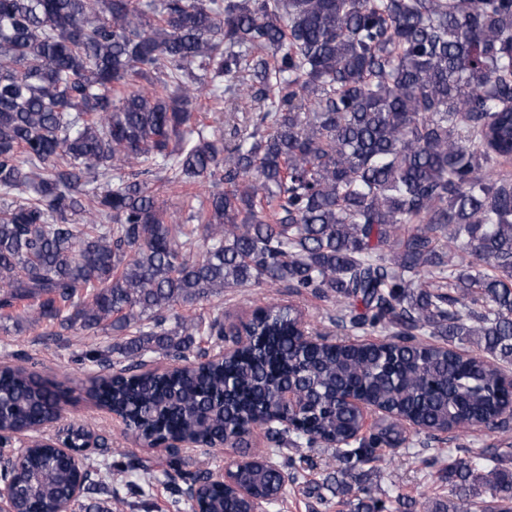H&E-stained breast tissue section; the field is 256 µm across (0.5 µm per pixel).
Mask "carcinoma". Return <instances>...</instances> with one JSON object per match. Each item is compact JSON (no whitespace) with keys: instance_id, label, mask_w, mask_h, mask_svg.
Here are the masks:
<instances>
[{"instance_id":"1","label":"carcinoma","mask_w":512,"mask_h":512,"mask_svg":"<svg viewBox=\"0 0 512 512\" xmlns=\"http://www.w3.org/2000/svg\"><path fill=\"white\" fill-rule=\"evenodd\" d=\"M227 75L229 101L259 105L229 140L190 110ZM511 164L512 0H0V193L22 197L0 210V318L124 337L78 357L123 358L89 379L91 399L149 445L181 435L250 458L251 496L212 489L202 512L277 505L297 483L294 459L248 452L256 423L273 454L324 444L359 464L406 444L405 422L434 439L507 431ZM161 172L211 187L190 223H164ZM252 286L311 291L336 323L389 339L315 337L279 303L217 358L201 342L224 338L220 305L166 327L178 305ZM156 352L176 365L144 370ZM285 390L300 402L288 430ZM67 393L0 364V434L47 421ZM347 395L383 422L366 428ZM459 450L431 512H512V442ZM207 465L173 453L163 476L204 486ZM78 481L89 491L88 467L32 441L0 487L42 512ZM335 483L337 504L385 512L368 487L352 504L345 472ZM97 491L107 501L71 512H112V487Z\"/></svg>"}]
</instances>
